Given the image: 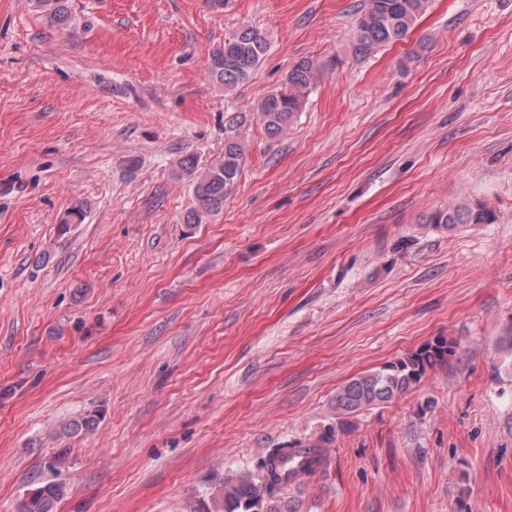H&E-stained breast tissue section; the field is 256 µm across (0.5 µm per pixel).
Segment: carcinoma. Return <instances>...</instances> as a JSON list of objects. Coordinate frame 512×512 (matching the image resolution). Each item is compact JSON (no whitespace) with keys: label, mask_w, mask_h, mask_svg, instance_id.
Listing matches in <instances>:
<instances>
[{"label":"carcinoma","mask_w":512,"mask_h":512,"mask_svg":"<svg viewBox=\"0 0 512 512\" xmlns=\"http://www.w3.org/2000/svg\"><path fill=\"white\" fill-rule=\"evenodd\" d=\"M430 0H368L357 24L353 53L366 58L380 48L402 39L427 10ZM266 35L253 27L242 28L214 48L210 54V71L214 79L231 89L245 82L267 53ZM312 64L298 62L286 82L268 92L261 100L256 119L267 135H283L296 121L309 87ZM246 151L245 140L235 130L224 139V152L201 167L193 155L177 161L176 174L193 185L197 206L187 222L199 224L203 218L224 209L241 171ZM492 209L478 203L456 204L433 217V222L448 229L458 224H491ZM455 353V343L444 336L424 344L420 349L375 370L359 374L336 392L333 407L341 428L352 426L350 417L363 410L388 403L404 391L421 383L428 371L446 363ZM323 442L302 448H270L256 464L224 482V512H302L303 502L298 477L292 462L301 458L304 472L316 470L322 463ZM66 495V486L48 482L26 498L22 512H53L54 505Z\"/></svg>","instance_id":"1"}]
</instances>
